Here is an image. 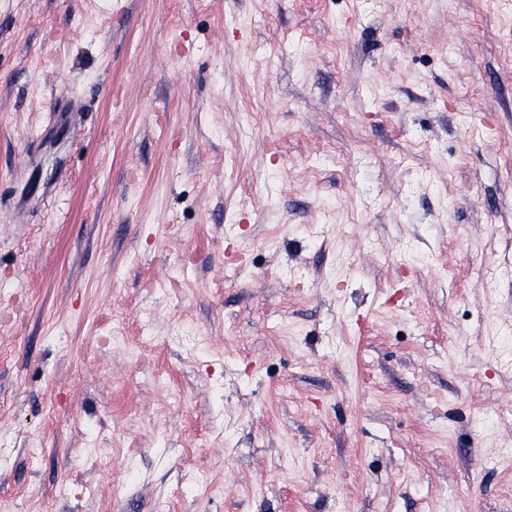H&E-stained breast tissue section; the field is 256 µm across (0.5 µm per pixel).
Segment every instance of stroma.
<instances>
[{"mask_svg":"<svg viewBox=\"0 0 512 512\" xmlns=\"http://www.w3.org/2000/svg\"><path fill=\"white\" fill-rule=\"evenodd\" d=\"M0 512H512V0H0Z\"/></svg>","mask_w":512,"mask_h":512,"instance_id":"obj_1","label":"stroma"}]
</instances>
